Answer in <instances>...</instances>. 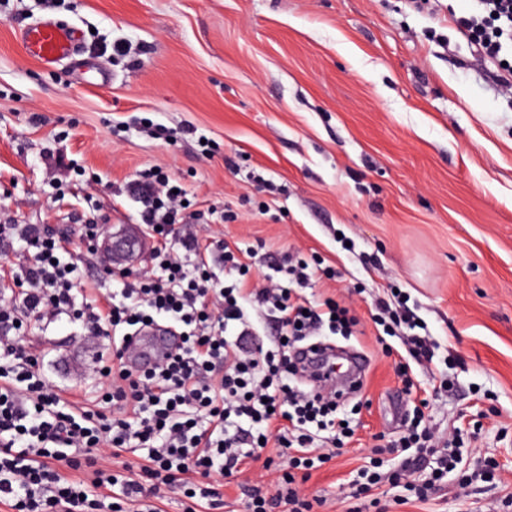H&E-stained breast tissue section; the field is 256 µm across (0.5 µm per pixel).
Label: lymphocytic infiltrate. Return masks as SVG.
Here are the masks:
<instances>
[{
	"instance_id": "obj_1",
	"label": "lymphocytic infiltrate",
	"mask_w": 512,
	"mask_h": 512,
	"mask_svg": "<svg viewBox=\"0 0 512 512\" xmlns=\"http://www.w3.org/2000/svg\"><path fill=\"white\" fill-rule=\"evenodd\" d=\"M455 23L478 50L500 61L512 44V0H473ZM178 183L159 169L140 171L131 191L139 222L154 245L149 260L129 273L121 262L101 279L104 302L85 300L79 254L104 227L82 225L78 238L46 224H0V257L16 249L33 261L12 274L13 293L0 291V506L7 512H103L107 501L161 512L160 486L179 481L193 507L213 512L227 478L269 447L292 455L276 494H249L250 512H312L294 473L325 462L352 432L338 395L303 390L291 353L309 337L353 335L358 320L333 298L316 302L302 291L335 273L298 259L277 264L275 276L248 287L242 249H225L224 277L202 257L195 214ZM375 320L386 335L406 330L409 356L429 360L425 337L392 302L378 299ZM80 323L88 339L107 342L108 389L83 400L67 397L42 373L29 338L61 318ZM166 320L183 348L154 369L136 373L123 360L127 339ZM274 329L270 346L257 343V323ZM432 435L410 430L400 447L416 449L410 464L428 472L419 497L447 472L423 455Z\"/></svg>"
}]
</instances>
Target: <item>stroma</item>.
<instances>
[{
    "mask_svg": "<svg viewBox=\"0 0 512 512\" xmlns=\"http://www.w3.org/2000/svg\"><path fill=\"white\" fill-rule=\"evenodd\" d=\"M470 0H0V221L76 235L136 226L128 185L181 183L210 235L257 248V279L288 252L336 271L308 299L344 298L363 359L353 438L301 488L314 512H512V94L457 30ZM78 29L112 75L86 85L19 45V27ZM161 124L174 141L148 135ZM401 290L433 348L396 373L372 302ZM46 376L99 395L101 342L60 320L34 335ZM423 412L458 433L455 469L364 489L370 460Z\"/></svg>",
    "mask_w": 512,
    "mask_h": 512,
    "instance_id": "35a3bbf8",
    "label": "stroma"
}]
</instances>
